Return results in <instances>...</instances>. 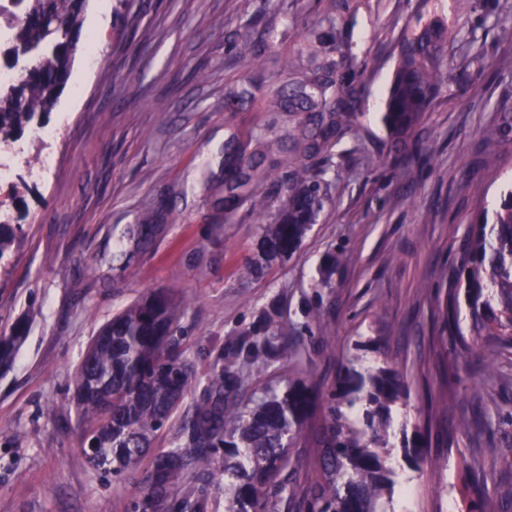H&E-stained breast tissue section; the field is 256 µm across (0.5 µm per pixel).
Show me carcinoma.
I'll return each mask as SVG.
<instances>
[{"instance_id":"cac0c4a2","label":"carcinoma","mask_w":512,"mask_h":512,"mask_svg":"<svg viewBox=\"0 0 512 512\" xmlns=\"http://www.w3.org/2000/svg\"><path fill=\"white\" fill-rule=\"evenodd\" d=\"M88 0H23L20 22L5 55L29 57L21 85L0 87V146L16 140L57 106L71 77ZM455 36L448 19L436 11L418 13L393 46L397 59L384 120L393 136L395 165L407 171L425 160L411 131L433 109L444 87L448 41ZM242 60L260 56V45L246 37L237 45ZM341 61L323 54L321 42L306 38L282 61L281 83L247 82L227 88L224 111L304 112L306 121L274 139L267 124L253 135L251 154L225 155L224 201L244 197L264 225L259 259L246 268L257 276L263 265L286 261L296 252L323 206L320 173L306 160L326 154L349 125L364 87L355 76L336 77ZM290 145L295 163L284 173L282 206L268 212V197L257 191L271 179L263 158L273 147ZM154 225L127 230L123 245L147 246ZM25 236L23 225L0 219V262ZM465 291L471 324L466 340L455 317L458 294L448 296L440 336L448 341L455 364L467 363L473 348L492 341L512 349V190L503 196L493 223L476 216L450 264ZM179 301L160 289L116 314L100 328L75 374L77 414L82 439L93 441L89 460L116 474L134 470L158 433L177 413L193 387L194 370L172 337ZM24 323L0 335V365L12 360L23 339ZM357 353L342 362L325 392L303 378L270 382L260 394L238 397L244 379L236 363L211 372L188 420L193 449L170 448L155 455L143 478L145 512H211V449L221 448L224 512H389L396 491L390 430L395 407L407 405L408 384L379 341L354 344ZM377 353L371 365L358 355ZM462 413L456 428L471 437L492 435L484 419L488 389ZM305 456L292 478L281 473L292 453ZM414 469L427 463L425 435L414 427L412 444L403 446ZM475 490L470 512H496L483 493L485 474L477 463L462 461Z\"/></svg>"}]
</instances>
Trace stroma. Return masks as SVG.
Masks as SVG:
<instances>
[{
	"label": "stroma",
	"instance_id": "1",
	"mask_svg": "<svg viewBox=\"0 0 512 512\" xmlns=\"http://www.w3.org/2000/svg\"><path fill=\"white\" fill-rule=\"evenodd\" d=\"M436 4L457 37L445 97L412 134L426 161L406 173L388 156L382 116L392 45L422 0H337L325 45L353 49L365 93L329 159L317 162L326 174L316 224L288 261L254 280L240 269L262 226L248 204L224 207V147L269 116L225 111L224 90L239 79L275 81L271 58L289 51L282 36L318 27L319 0H89L83 32L95 47H79L57 107L25 129L0 185V208L26 233L0 274V332L26 323L0 373V512H135L144 498L137 475L94 468L83 452L74 374L103 323L161 288L181 300L174 336L196 383L155 451L187 446L194 396L231 354L232 337L251 334L269 311L295 348L246 364L264 381L326 387L355 342L383 337L409 384L400 422L427 434L423 470L396 460L398 479L411 483L408 512H469L474 490L458 462L477 444L488 494L512 486V351L498 352L492 381L479 356L449 373L438 339L448 255L477 212L493 216L512 190V132L498 140L497 169L484 166L486 137L512 104V46L497 39L512 0ZM244 36L264 47L249 64L233 50ZM476 77L484 94H463ZM44 129L51 139H40ZM48 154L49 170H29ZM148 217L157 226L148 248L119 255L124 229ZM333 255L342 263L325 286L319 271ZM488 384L498 393L487 409L493 438L449 434Z\"/></svg>",
	"mask_w": 512,
	"mask_h": 512
}]
</instances>
